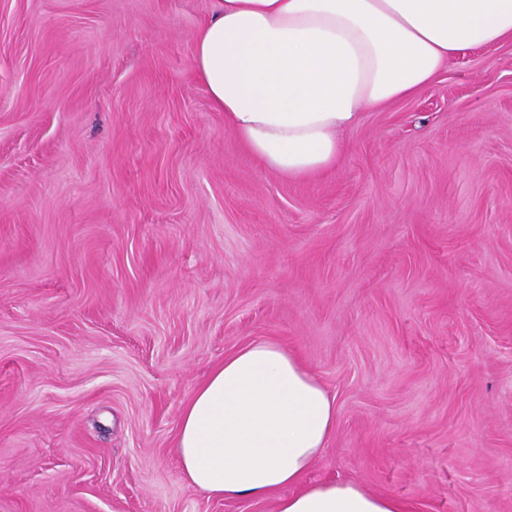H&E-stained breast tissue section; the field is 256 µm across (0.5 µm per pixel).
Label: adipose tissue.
<instances>
[{
    "instance_id": "ef3b65f1",
    "label": "adipose tissue",
    "mask_w": 512,
    "mask_h": 512,
    "mask_svg": "<svg viewBox=\"0 0 512 512\" xmlns=\"http://www.w3.org/2000/svg\"><path fill=\"white\" fill-rule=\"evenodd\" d=\"M506 42L512 0H219L191 65L245 150L301 179L335 166L363 112L431 88L471 48ZM336 417L335 396L293 352L249 343L184 406L182 473L212 497H275V512H405L355 483L303 484Z\"/></svg>"
}]
</instances>
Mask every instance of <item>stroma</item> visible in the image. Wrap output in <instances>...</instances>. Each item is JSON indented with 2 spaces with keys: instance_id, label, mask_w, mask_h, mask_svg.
Listing matches in <instances>:
<instances>
[{
  "instance_id": "1",
  "label": "stroma",
  "mask_w": 512,
  "mask_h": 512,
  "mask_svg": "<svg viewBox=\"0 0 512 512\" xmlns=\"http://www.w3.org/2000/svg\"><path fill=\"white\" fill-rule=\"evenodd\" d=\"M215 4L0 0V512H274L175 448L269 339L336 397L305 482L512 512V43L290 179L192 70Z\"/></svg>"
}]
</instances>
